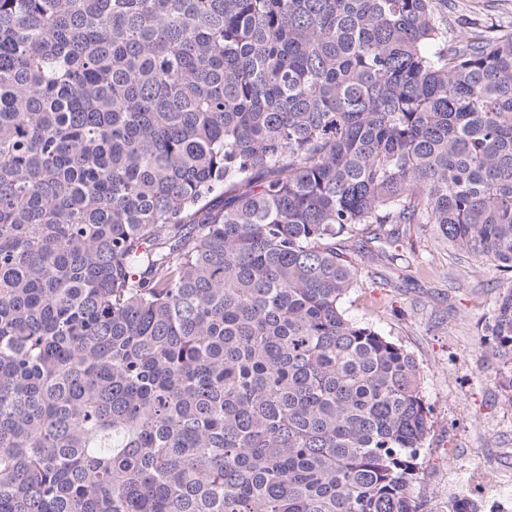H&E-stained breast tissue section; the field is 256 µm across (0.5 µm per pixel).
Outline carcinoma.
<instances>
[{
	"label": "carcinoma",
	"mask_w": 512,
	"mask_h": 512,
	"mask_svg": "<svg viewBox=\"0 0 512 512\" xmlns=\"http://www.w3.org/2000/svg\"><path fill=\"white\" fill-rule=\"evenodd\" d=\"M402 224L512 275V32L0 0V512H420L419 364L344 309ZM481 345L512 403V289Z\"/></svg>",
	"instance_id": "1"
}]
</instances>
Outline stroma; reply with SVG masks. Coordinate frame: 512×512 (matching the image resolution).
I'll use <instances>...</instances> for the list:
<instances>
[{
  "instance_id": "obj_1",
  "label": "stroma",
  "mask_w": 512,
  "mask_h": 512,
  "mask_svg": "<svg viewBox=\"0 0 512 512\" xmlns=\"http://www.w3.org/2000/svg\"><path fill=\"white\" fill-rule=\"evenodd\" d=\"M448 31L468 24L512 30V0H448ZM404 260L360 257L348 316L372 324L419 363L422 395L433 409L413 495L421 512H448L474 475L512 481V404L483 376L494 368L479 345L496 300L512 288L488 260L460 257L432 227L404 232Z\"/></svg>"
}]
</instances>
